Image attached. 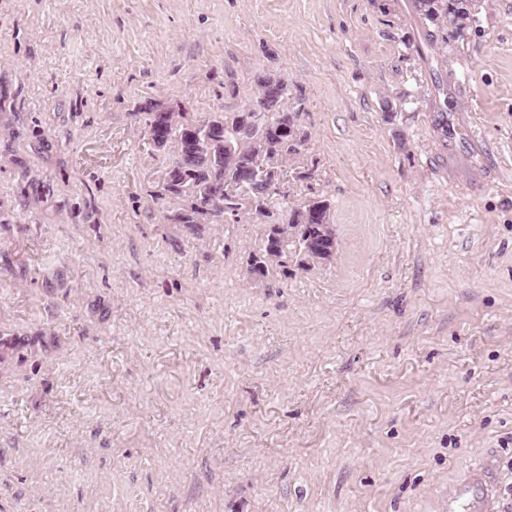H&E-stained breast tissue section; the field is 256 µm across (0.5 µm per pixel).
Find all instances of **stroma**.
Instances as JSON below:
<instances>
[{
	"label": "stroma",
	"mask_w": 512,
	"mask_h": 512,
	"mask_svg": "<svg viewBox=\"0 0 512 512\" xmlns=\"http://www.w3.org/2000/svg\"><path fill=\"white\" fill-rule=\"evenodd\" d=\"M419 41L410 0H0V512H443L481 464L512 512V0ZM267 72L337 249L256 279L257 225L153 203L142 111Z\"/></svg>",
	"instance_id": "obj_1"
}]
</instances>
